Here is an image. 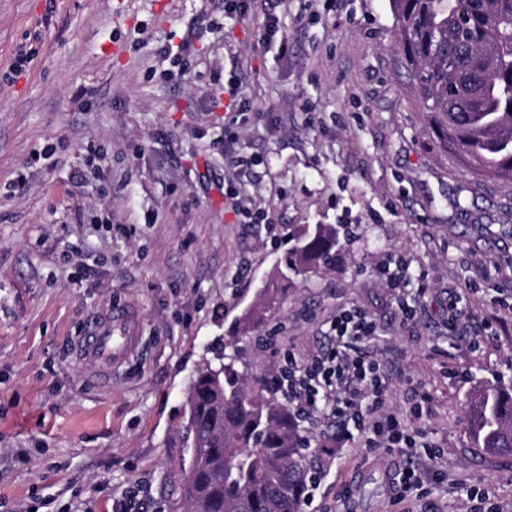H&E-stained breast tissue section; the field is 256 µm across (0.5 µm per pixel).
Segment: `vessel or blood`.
<instances>
[{
	"label": "vessel or blood",
	"instance_id": "1",
	"mask_svg": "<svg viewBox=\"0 0 512 512\" xmlns=\"http://www.w3.org/2000/svg\"><path fill=\"white\" fill-rule=\"evenodd\" d=\"M138 315L128 307H114L97 317L83 338L85 356L104 370L119 366L133 350L139 329Z\"/></svg>",
	"mask_w": 512,
	"mask_h": 512
}]
</instances>
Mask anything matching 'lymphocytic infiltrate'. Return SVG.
<instances>
[{"label":"lymphocytic infiltrate","instance_id":"lymphocytic-infiltrate-1","mask_svg":"<svg viewBox=\"0 0 512 512\" xmlns=\"http://www.w3.org/2000/svg\"><path fill=\"white\" fill-rule=\"evenodd\" d=\"M333 344L305 359L289 357L274 380L291 407L323 408L347 423L341 439L359 435L362 447L391 455L410 447L399 415L385 411L387 382L363 345L379 330L358 308L337 311L332 320Z\"/></svg>","mask_w":512,"mask_h":512}]
</instances>
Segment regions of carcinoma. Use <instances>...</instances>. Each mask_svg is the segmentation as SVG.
Listing matches in <instances>:
<instances>
[{"mask_svg":"<svg viewBox=\"0 0 512 512\" xmlns=\"http://www.w3.org/2000/svg\"><path fill=\"white\" fill-rule=\"evenodd\" d=\"M416 97L439 140L476 174L512 178V0H392ZM284 258L235 320L259 325L284 283L308 281L344 248L334 224L288 230ZM473 448L512 457V383L476 390L465 406ZM184 470L191 512H304L314 479L301 418L266 378L229 356L193 377Z\"/></svg>","mask_w":512,"mask_h":512,"instance_id":"1","label":"carcinoma"}]
</instances>
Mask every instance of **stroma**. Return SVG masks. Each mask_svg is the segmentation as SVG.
I'll use <instances>...</instances> for the list:
<instances>
[{
    "instance_id": "35a3bbf8",
    "label": "stroma",
    "mask_w": 512,
    "mask_h": 512,
    "mask_svg": "<svg viewBox=\"0 0 512 512\" xmlns=\"http://www.w3.org/2000/svg\"><path fill=\"white\" fill-rule=\"evenodd\" d=\"M270 9L287 53L259 41ZM22 47L36 55L16 77ZM232 74L252 110L230 126L214 100ZM240 198L268 222L238 215ZM298 224L356 235L242 341L249 372L329 346L336 311L362 309L415 440L394 461L428 473L396 492L386 461L316 412L304 512H469L471 489L512 512V457L477 454L464 414L512 380V310L493 304L512 298V181L440 144L392 0H248L233 19L224 0H0V512H186L190 379ZM389 259L425 274L408 323L378 278ZM118 305L138 341L106 373L80 338Z\"/></svg>"
}]
</instances>
